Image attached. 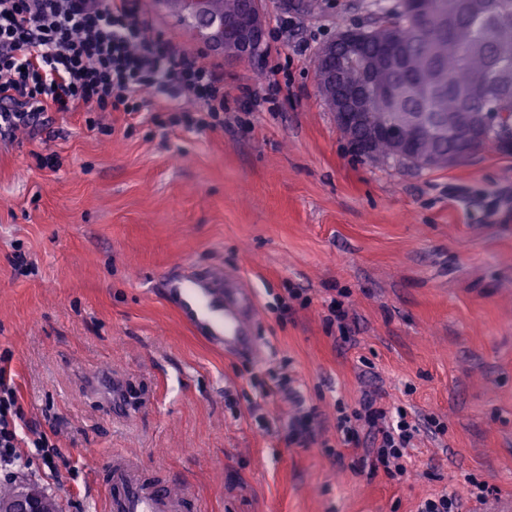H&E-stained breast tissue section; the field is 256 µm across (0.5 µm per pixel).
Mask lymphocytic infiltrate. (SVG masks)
<instances>
[{"label": "lymphocytic infiltrate", "instance_id": "1", "mask_svg": "<svg viewBox=\"0 0 512 512\" xmlns=\"http://www.w3.org/2000/svg\"><path fill=\"white\" fill-rule=\"evenodd\" d=\"M161 88L163 99L146 106L143 94ZM193 98L189 112L174 106ZM150 122L167 113L168 127L217 128L224 124V74L203 51L180 48L148 25L142 0H0V131L31 127L48 112H122ZM372 440L375 464L405 474L404 451L418 431L403 408L386 412L376 396L340 416L343 443ZM60 452L51 437L32 428L18 393L0 368V479L25 481L57 472Z\"/></svg>", "mask_w": 512, "mask_h": 512}]
</instances>
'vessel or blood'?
I'll list each match as a JSON object with an SVG mask.
<instances>
[{
	"instance_id": "1",
	"label": "vessel or blood",
	"mask_w": 512,
	"mask_h": 512,
	"mask_svg": "<svg viewBox=\"0 0 512 512\" xmlns=\"http://www.w3.org/2000/svg\"><path fill=\"white\" fill-rule=\"evenodd\" d=\"M168 288L185 315L203 326L225 352L249 356L259 352L253 329L257 302L240 276L215 268L170 280ZM87 387L108 400L114 412L127 411L128 385L123 378L105 372L90 379ZM100 469L105 474L106 512H202L192 493L175 490L159 472L126 454H112Z\"/></svg>"
}]
</instances>
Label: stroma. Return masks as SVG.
<instances>
[{
	"instance_id": "obj_1",
	"label": "stroma",
	"mask_w": 512,
	"mask_h": 512,
	"mask_svg": "<svg viewBox=\"0 0 512 512\" xmlns=\"http://www.w3.org/2000/svg\"><path fill=\"white\" fill-rule=\"evenodd\" d=\"M392 3L264 0L279 37L225 66L223 127L50 112L0 139V354L67 463L36 478L62 512H103L96 472L114 452L206 512H418L473 479L494 494L462 512L512 501V149L375 162L316 87L320 47ZM213 266L254 290L260 357L213 346L169 296L166 280ZM338 295L344 335L326 321ZM104 370L150 402L113 415L83 384ZM372 392L419 427L403 477L339 443L337 407ZM309 407L318 440L301 448L288 424Z\"/></svg>"
}]
</instances>
